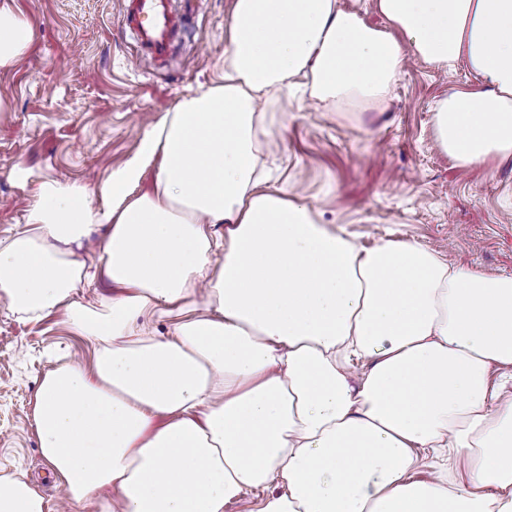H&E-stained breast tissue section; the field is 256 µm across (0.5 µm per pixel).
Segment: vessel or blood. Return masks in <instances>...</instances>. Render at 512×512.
<instances>
[{"instance_id":"b4317fda","label":"vessel or blood","mask_w":512,"mask_h":512,"mask_svg":"<svg viewBox=\"0 0 512 512\" xmlns=\"http://www.w3.org/2000/svg\"><path fill=\"white\" fill-rule=\"evenodd\" d=\"M203 0H124L121 23L139 55L166 65L174 55L190 15Z\"/></svg>"}]
</instances>
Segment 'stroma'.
Listing matches in <instances>:
<instances>
[{"label": "stroma", "mask_w": 512, "mask_h": 512, "mask_svg": "<svg viewBox=\"0 0 512 512\" xmlns=\"http://www.w3.org/2000/svg\"><path fill=\"white\" fill-rule=\"evenodd\" d=\"M36 43L0 72V239L11 237L45 179L92 189L138 150L149 121L224 69L232 0H204L164 67L138 56L121 28L122 0H16ZM423 61L403 72L380 108L323 110L301 88L270 105L285 139L259 162L288 196H301L331 230L368 248L380 238L418 242L449 263L512 274V159L463 168L435 143L432 108L473 83ZM95 347L63 312L37 319L0 301V475L34 482L51 512L61 490L39 450L36 390L48 371L91 364Z\"/></svg>", "instance_id": "stroma-1"}]
</instances>
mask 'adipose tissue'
Segmentation results:
<instances>
[{
    "label": "adipose tissue",
    "mask_w": 512,
    "mask_h": 512,
    "mask_svg": "<svg viewBox=\"0 0 512 512\" xmlns=\"http://www.w3.org/2000/svg\"><path fill=\"white\" fill-rule=\"evenodd\" d=\"M377 7L387 28L338 0H234L221 81L150 127L99 185L102 206L48 179L0 240V300L61 311L98 345L36 392L41 453L74 505L224 512L253 491L252 512H512V399L488 378L512 367V275L413 241L359 248L257 169L270 94L303 77L327 111L379 107L410 55L476 78L435 104L439 148L462 167L512 158V0ZM35 39L0 0V71ZM155 159L153 190L131 196ZM98 279L111 297L77 300ZM355 357L369 362L356 382ZM431 452L465 473L413 479ZM0 512L47 503L0 475Z\"/></svg>",
    "instance_id": "1"
}]
</instances>
